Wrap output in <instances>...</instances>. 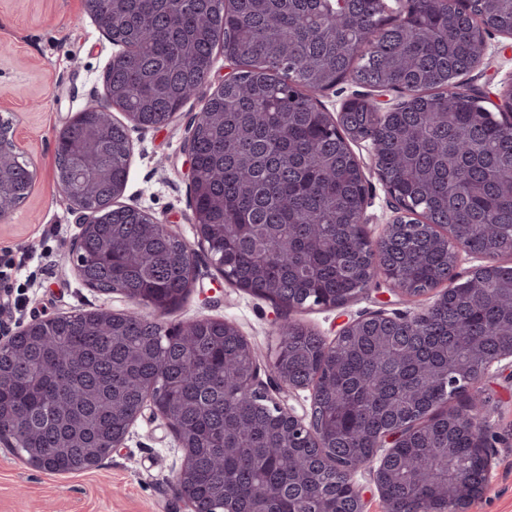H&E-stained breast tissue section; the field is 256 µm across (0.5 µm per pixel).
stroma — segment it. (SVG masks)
Wrapping results in <instances>:
<instances>
[{
  "label": "stroma",
  "mask_w": 512,
  "mask_h": 512,
  "mask_svg": "<svg viewBox=\"0 0 512 512\" xmlns=\"http://www.w3.org/2000/svg\"><path fill=\"white\" fill-rule=\"evenodd\" d=\"M482 66L469 76L489 94L512 83V39L491 33ZM117 48L102 35L84 0H0V119L34 164L36 182L25 201L0 221V338L41 314L93 311L103 303L145 319L153 308L133 305L84 285L69 252L78 216L56 187L55 140L95 97ZM229 70L216 50L210 80L168 125L127 129L132 143L120 204L172 225L195 241L186 157L191 122ZM377 290L329 309L300 308L292 321L332 340L348 320L381 311ZM274 305L225 281L207 255L198 259L195 288L165 317L177 324L197 317L235 324L257 352L260 368L273 358L278 338ZM476 389L487 401L493 479L468 512H512V366L501 364ZM182 451L159 419L143 412L121 447L89 470L52 475L0 446V512H185L172 480Z\"/></svg>",
  "instance_id": "35a3bbf8"
}]
</instances>
